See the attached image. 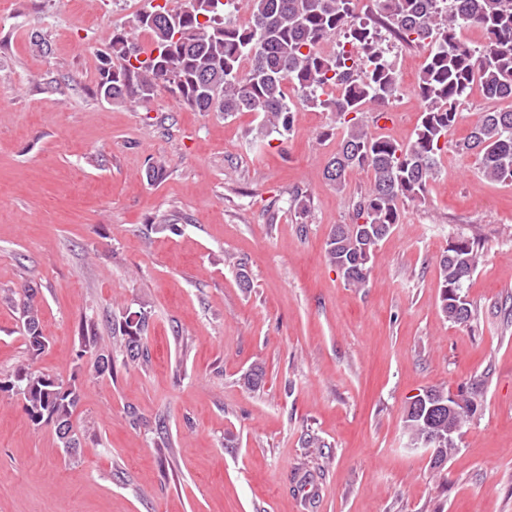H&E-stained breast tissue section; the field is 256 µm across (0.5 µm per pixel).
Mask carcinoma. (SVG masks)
Here are the masks:
<instances>
[{"mask_svg": "<svg viewBox=\"0 0 512 512\" xmlns=\"http://www.w3.org/2000/svg\"><path fill=\"white\" fill-rule=\"evenodd\" d=\"M376 2L375 17L358 25L352 23V0H246L249 22L243 25L224 18L238 9L239 0H185L179 9L151 3L131 25L112 30L108 46L114 64L101 63L95 95L145 102L165 88L200 112L262 114L256 128L262 137L292 129L289 86L308 107L335 113L343 134L325 179L338 193L355 169L369 168L372 180L352 203V223L331 230L326 256L348 285L363 288L376 249L400 223L403 204L425 196L448 146L476 155L486 180L512 184V106L481 113L464 140H449L474 82L487 98L512 102V0ZM379 27L400 43L427 48L415 88L422 113L414 138L405 144L372 134L363 121L368 106H385L399 92L398 73L374 38ZM474 29L485 37L477 46L465 37ZM137 32L150 35L152 48L143 47ZM339 32L347 35L351 49L322 53L320 45ZM308 205L304 192L290 193L289 208L296 214L306 215ZM482 248L480 237L461 232L440 256V310L453 323L475 319L464 288ZM19 315L28 349L41 354L47 340L35 295L25 296ZM147 328L143 312L112 318V337L123 341L128 362L147 361ZM3 389L20 396L33 425L51 427L62 447L78 448L72 420L85 392L77 379L64 381L20 366L0 380ZM479 389L481 383L475 382L452 395L432 386L407 407L404 423L411 445L435 449L433 468H442L448 450L457 446V438H448V418L463 428L475 413Z\"/></svg>", "mask_w": 512, "mask_h": 512, "instance_id": "1", "label": "carcinoma"}]
</instances>
